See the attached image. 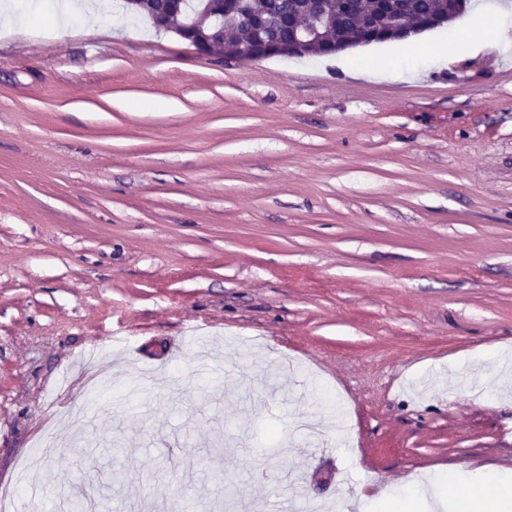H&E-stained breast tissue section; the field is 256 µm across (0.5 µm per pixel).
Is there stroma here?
Segmentation results:
<instances>
[{
  "instance_id": "obj_1",
  "label": "stroma",
  "mask_w": 512,
  "mask_h": 512,
  "mask_svg": "<svg viewBox=\"0 0 512 512\" xmlns=\"http://www.w3.org/2000/svg\"><path fill=\"white\" fill-rule=\"evenodd\" d=\"M0 33V494L443 512L512 470V0L428 42L203 58L101 0ZM111 378L91 397L88 383Z\"/></svg>"
}]
</instances>
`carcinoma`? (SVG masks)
Returning <instances> with one entry per match:
<instances>
[{
	"label": "carcinoma",
	"mask_w": 512,
	"mask_h": 512,
	"mask_svg": "<svg viewBox=\"0 0 512 512\" xmlns=\"http://www.w3.org/2000/svg\"><path fill=\"white\" fill-rule=\"evenodd\" d=\"M179 0H143L144 16L159 30H177L181 17L174 5ZM465 0H392L381 9L374 0H350L341 4L326 0L330 27L327 40L342 46L357 37L374 43L387 42L397 34L400 20L418 19L428 23L462 14ZM307 0H252L246 10L222 29L212 27L206 17L195 20L194 32L208 48L222 47L228 59H250L271 50H282L295 41L294 31L285 22L288 14Z\"/></svg>",
	"instance_id": "carcinoma-1"
}]
</instances>
